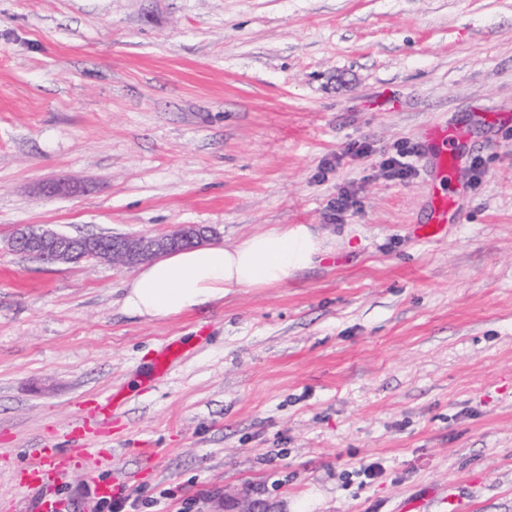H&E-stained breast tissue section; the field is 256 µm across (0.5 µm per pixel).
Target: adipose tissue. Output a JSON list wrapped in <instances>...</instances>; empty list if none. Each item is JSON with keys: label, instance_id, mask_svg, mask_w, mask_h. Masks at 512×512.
Returning <instances> with one entry per match:
<instances>
[{"label": "adipose tissue", "instance_id": "adipose-tissue-1", "mask_svg": "<svg viewBox=\"0 0 512 512\" xmlns=\"http://www.w3.org/2000/svg\"><path fill=\"white\" fill-rule=\"evenodd\" d=\"M329 250L306 224H279L230 247L180 249L138 269L123 307L147 321L176 317L243 288L281 287Z\"/></svg>", "mask_w": 512, "mask_h": 512}]
</instances>
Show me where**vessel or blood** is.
I'll list each match as a JSON object with an SVG mask.
<instances>
[{"label": "vessel or blood", "mask_w": 512, "mask_h": 512, "mask_svg": "<svg viewBox=\"0 0 512 512\" xmlns=\"http://www.w3.org/2000/svg\"><path fill=\"white\" fill-rule=\"evenodd\" d=\"M430 136L438 145L434 165L440 175L448 173V156L452 153L453 135L448 128L432 127ZM448 222V198L438 196L430 223L419 225V238L428 240L440 234ZM120 402L115 394L96 399L92 408L74 419L66 429L63 443L32 449V460L17 483L19 489L29 492L26 512H68L70 504L61 493L60 486L73 460L89 466H101L106 458L100 449L90 447L93 436L112 432V417Z\"/></svg>", "instance_id": "1"}]
</instances>
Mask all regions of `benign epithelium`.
<instances>
[{"mask_svg": "<svg viewBox=\"0 0 512 512\" xmlns=\"http://www.w3.org/2000/svg\"><path fill=\"white\" fill-rule=\"evenodd\" d=\"M207 240L204 228L183 224L170 234L126 237L114 235L69 236L49 229L23 226L16 229L11 247L46 263L96 260L134 266L153 260L172 248Z\"/></svg>", "mask_w": 512, "mask_h": 512, "instance_id": "1", "label": "benign epithelium"}]
</instances>
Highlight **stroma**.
I'll return each instance as SVG.
<instances>
[{
    "mask_svg": "<svg viewBox=\"0 0 512 512\" xmlns=\"http://www.w3.org/2000/svg\"><path fill=\"white\" fill-rule=\"evenodd\" d=\"M435 125L459 136L446 184ZM442 190L448 224L418 240ZM26 224H197L228 247L308 224L336 251L146 322L121 304L132 269L19 254ZM111 391L112 461L72 465V512L115 466L136 512L243 491L397 512L426 490L512 512V0H0V512L31 450Z\"/></svg>",
    "mask_w": 512,
    "mask_h": 512,
    "instance_id": "stroma-1",
    "label": "stroma"
}]
</instances>
